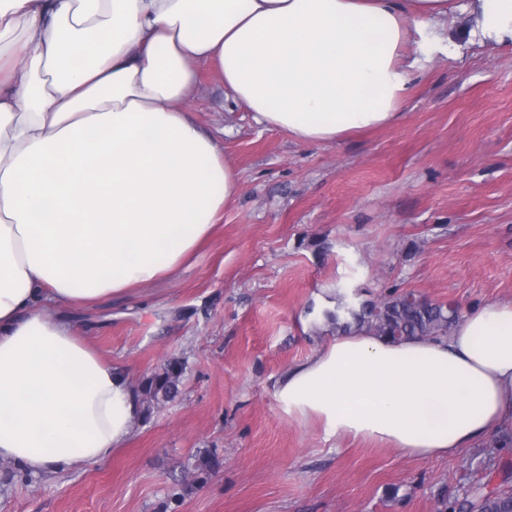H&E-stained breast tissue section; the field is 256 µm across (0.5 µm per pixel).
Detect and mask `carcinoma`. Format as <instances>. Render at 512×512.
<instances>
[{
	"instance_id": "carcinoma-1",
	"label": "carcinoma",
	"mask_w": 512,
	"mask_h": 512,
	"mask_svg": "<svg viewBox=\"0 0 512 512\" xmlns=\"http://www.w3.org/2000/svg\"><path fill=\"white\" fill-rule=\"evenodd\" d=\"M323 317L338 331L346 332L355 325L399 341L448 335L458 311L451 302H433L412 291L394 290L376 301L362 303L358 310L340 297L336 308L324 311ZM185 370L184 360H167L142 383V394L150 403L172 400L179 392ZM437 502V512H512V488L480 484L461 500L450 502L441 496Z\"/></svg>"
}]
</instances>
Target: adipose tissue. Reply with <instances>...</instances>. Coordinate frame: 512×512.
I'll return each instance as SVG.
<instances>
[{
    "label": "adipose tissue",
    "instance_id": "adipose-tissue-1",
    "mask_svg": "<svg viewBox=\"0 0 512 512\" xmlns=\"http://www.w3.org/2000/svg\"><path fill=\"white\" fill-rule=\"evenodd\" d=\"M469 41L512 43V0H466ZM448 0H0V458L59 474L108 458L142 417L128 368L53 304L177 271L237 191L188 105L202 65L257 123L319 144L396 123L411 26ZM289 418L441 458L512 415V300L444 337L336 335L288 368Z\"/></svg>",
    "mask_w": 512,
    "mask_h": 512
}]
</instances>
